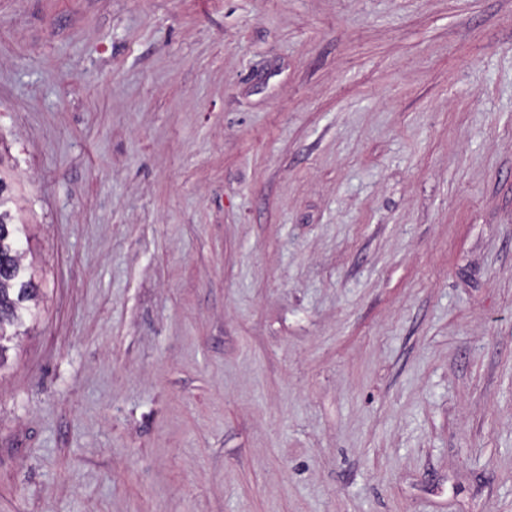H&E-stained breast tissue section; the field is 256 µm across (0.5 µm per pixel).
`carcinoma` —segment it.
Listing matches in <instances>:
<instances>
[{
    "label": "carcinoma",
    "mask_w": 512,
    "mask_h": 512,
    "mask_svg": "<svg viewBox=\"0 0 512 512\" xmlns=\"http://www.w3.org/2000/svg\"><path fill=\"white\" fill-rule=\"evenodd\" d=\"M16 205L9 184L0 177V369L7 365L14 339L26 330V322L33 316L30 303L40 292L34 279L22 270Z\"/></svg>",
    "instance_id": "carcinoma-1"
}]
</instances>
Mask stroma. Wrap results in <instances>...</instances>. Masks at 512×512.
I'll return each mask as SVG.
<instances>
[{
    "label": "stroma",
    "mask_w": 512,
    "mask_h": 512,
    "mask_svg": "<svg viewBox=\"0 0 512 512\" xmlns=\"http://www.w3.org/2000/svg\"><path fill=\"white\" fill-rule=\"evenodd\" d=\"M0 175V512H512V0H0ZM16 205L9 184L0 176V370L7 365L14 339L26 330V322L33 316L29 303L35 302L40 292L34 279L22 270Z\"/></svg>",
    "instance_id": "stroma-1"
}]
</instances>
